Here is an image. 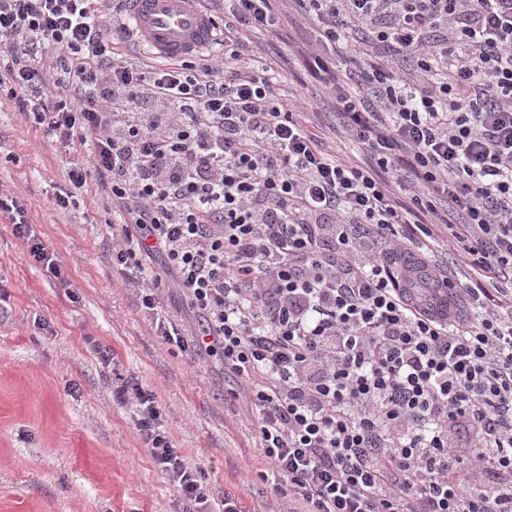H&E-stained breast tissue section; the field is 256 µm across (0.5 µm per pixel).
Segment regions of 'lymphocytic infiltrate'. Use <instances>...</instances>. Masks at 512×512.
Here are the masks:
<instances>
[{
    "mask_svg": "<svg viewBox=\"0 0 512 512\" xmlns=\"http://www.w3.org/2000/svg\"><path fill=\"white\" fill-rule=\"evenodd\" d=\"M224 55L137 68L109 36L123 0H0V111L73 159L124 222L120 263L163 254L259 415L303 512H512V0H289L347 75L314 58L353 163L251 64L273 0H228ZM0 216L43 270L28 209ZM447 233L473 275L426 253ZM432 270L429 300L410 289ZM154 465L206 508L152 391L123 381ZM469 432L458 459L449 428Z\"/></svg>",
    "mask_w": 512,
    "mask_h": 512,
    "instance_id": "lymphocytic-infiltrate-1",
    "label": "lymphocytic infiltrate"
}]
</instances>
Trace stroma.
Returning <instances> with one entry per match:
<instances>
[{"label":"stroma","mask_w":512,"mask_h":512,"mask_svg":"<svg viewBox=\"0 0 512 512\" xmlns=\"http://www.w3.org/2000/svg\"><path fill=\"white\" fill-rule=\"evenodd\" d=\"M312 22L278 35L249 34L256 66L274 65L278 92H304L326 137L336 102L309 76L302 55L315 43ZM70 157L15 112H0V190L28 206L33 233L54 249L65 280L46 273L26 239L0 221V512H194L157 469L120 402V377L151 390L174 448L199 467L211 512L225 493L243 512H295L276 493L258 418L220 357L158 335L162 313L189 335L200 318L162 254L141 268L112 260L113 212L95 185L74 207L55 198ZM155 281L158 305L142 304L138 279ZM110 349L104 366L99 349Z\"/></svg>","instance_id":"1"}]
</instances>
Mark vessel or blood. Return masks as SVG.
<instances>
[{"mask_svg": "<svg viewBox=\"0 0 512 512\" xmlns=\"http://www.w3.org/2000/svg\"><path fill=\"white\" fill-rule=\"evenodd\" d=\"M125 5L131 38L151 55L179 60L213 53L215 30L202 0H126Z\"/></svg>", "mask_w": 512, "mask_h": 512, "instance_id": "obj_1", "label": "vessel or blood"}]
</instances>
